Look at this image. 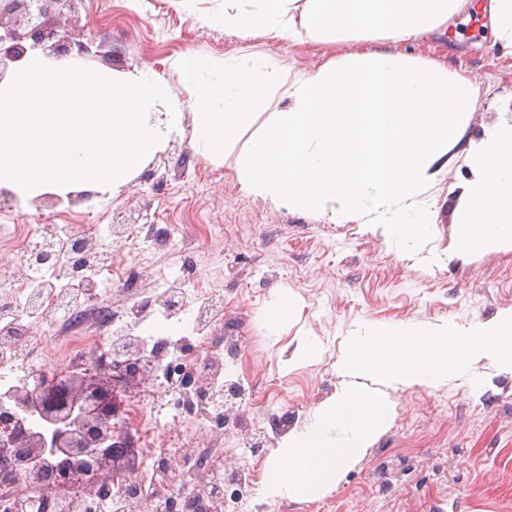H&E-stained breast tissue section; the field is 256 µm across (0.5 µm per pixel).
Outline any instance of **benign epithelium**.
Returning a JSON list of instances; mask_svg holds the SVG:
<instances>
[{
    "mask_svg": "<svg viewBox=\"0 0 512 512\" xmlns=\"http://www.w3.org/2000/svg\"><path fill=\"white\" fill-rule=\"evenodd\" d=\"M84 0H0V81L4 78L5 61L18 62L28 52L37 50L45 56L64 57L77 51L87 55L95 40L74 41L67 34V27L80 26V7ZM151 223L150 212L137 210V216L116 217L112 220V232L120 237V228L128 224ZM111 256L97 250L94 239L87 237L68 256H60L47 250L35 249L30 260L34 263L55 262V277L51 287L64 284L68 288H90L87 273L107 265ZM154 304L166 310L170 318L179 316L187 305V295L180 285L175 284L155 299L135 304L128 311L131 322L112 330L116 336L113 346H127L126 337L133 335L144 318L146 311ZM153 370V363L133 364L118 356L112 361H101L83 374L66 375L48 384L37 386L34 395L12 398L0 402V449L24 448L26 460L40 464L43 453L35 448H54L69 459L82 461V466L59 471L62 485L72 488L84 497L91 498L99 492L97 475L103 470L112 472L125 469L135 449L126 441L109 440L101 432L102 425L110 416L116 402L115 393L109 385L136 378ZM206 376L189 374L177 381L170 389L177 390L172 400L176 410H190V392L187 386L198 383L195 394L202 402L210 399V392L199 386ZM36 411L40 418L52 427L50 435L35 430L28 421L30 412ZM125 506L131 512H189L194 501L172 498L162 504H155L142 497L130 487L124 488Z\"/></svg>",
    "mask_w": 512,
    "mask_h": 512,
    "instance_id": "obj_1",
    "label": "benign epithelium"
}]
</instances>
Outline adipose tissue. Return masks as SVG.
I'll return each instance as SVG.
<instances>
[{"instance_id": "obj_1", "label": "adipose tissue", "mask_w": 512, "mask_h": 512, "mask_svg": "<svg viewBox=\"0 0 512 512\" xmlns=\"http://www.w3.org/2000/svg\"><path fill=\"white\" fill-rule=\"evenodd\" d=\"M463 0H224L225 28L272 40L327 42L367 31L392 43L438 30ZM191 99H181L152 67L87 77L74 59L31 53L0 83V188L21 203L45 194L104 196L126 184L171 138L215 164L241 133L260 123L236 158L254 195L276 205L366 218L370 230L417 232L406 207L434 179L463 116L472 85L434 63L370 50L316 73L273 67L243 54L224 60V81L201 87L206 59L179 60ZM288 108H281V101ZM197 109L185 126L187 106ZM460 238L469 248L512 237V124L476 148ZM512 371V314L428 330L408 322L377 324L350 337L343 364L353 376L309 424L289 432L265 472L264 489L282 495L334 485L386 425L381 397L361 385L374 377L398 387L439 386L465 376L471 359Z\"/></svg>"}]
</instances>
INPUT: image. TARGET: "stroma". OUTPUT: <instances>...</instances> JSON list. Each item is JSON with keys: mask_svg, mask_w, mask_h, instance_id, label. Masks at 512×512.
Here are the masks:
<instances>
[{"mask_svg": "<svg viewBox=\"0 0 512 512\" xmlns=\"http://www.w3.org/2000/svg\"><path fill=\"white\" fill-rule=\"evenodd\" d=\"M224 0H86L81 24L96 36L85 67L130 72L150 64L180 98H188L176 62L194 53L220 65L252 54L279 67L317 70L354 51L384 48V41L328 44L271 40L225 30ZM486 14L470 7L412 43L396 44L416 62L436 61L449 75L473 85L472 112L448 149V165L427 191L428 222L416 235L372 234L356 221L330 224L317 214L275 206L241 184L236 153L224 164L175 139L156 155L152 187L133 179L99 201L46 195L0 210V227L69 225L103 229L118 213L148 208L160 244L142 249L146 233L129 225L112 241L105 282L139 273L131 289L112 295V309L153 300L167 282L188 280L201 293L224 297V322L216 326L228 349L224 377L245 393L238 418L224 426V466L252 461L265 472L288 432L310 422L314 410L346 381L341 360L351 335L365 325L413 322L435 328L468 325L512 312V239L490 249L459 251L464 189L474 176V146L512 123V54L493 45ZM223 222L224 234L206 237V225ZM298 312L279 335H269L265 311L278 293ZM321 344L315 360L291 365L305 343ZM483 380L388 389L393 416L335 486L299 495H258L252 512H512V373L489 360L471 366ZM278 392V407H262ZM265 432L263 457L247 441Z\"/></svg>", "mask_w": 512, "mask_h": 512, "instance_id": "stroma-1", "label": "stroma"}]
</instances>
